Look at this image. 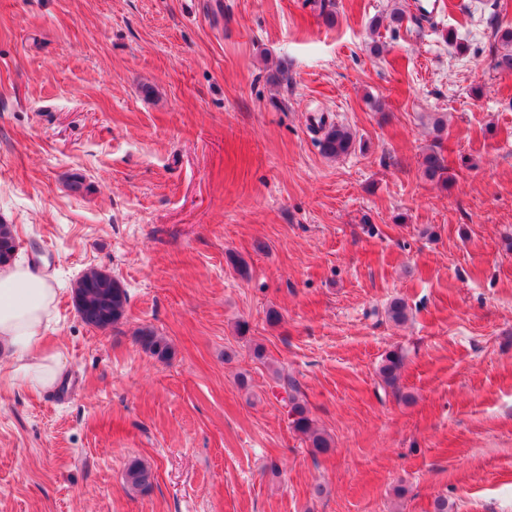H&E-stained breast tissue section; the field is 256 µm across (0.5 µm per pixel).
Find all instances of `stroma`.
<instances>
[{
	"label": "stroma",
	"mask_w": 512,
	"mask_h": 512,
	"mask_svg": "<svg viewBox=\"0 0 512 512\" xmlns=\"http://www.w3.org/2000/svg\"><path fill=\"white\" fill-rule=\"evenodd\" d=\"M332 2L0 0V224L66 360L0 381V512H512V0ZM321 114L358 149L325 157ZM91 269L128 292L105 329ZM421 167L422 174L427 180L443 186L448 185L450 181L448 166L441 152L432 149L430 152L426 153L423 156ZM128 296L122 283L111 275L90 270L75 289V303L82 318L97 328H106L124 315ZM141 347L152 356L164 361L170 356V346L162 336H157L152 330L144 329L138 337ZM288 387L290 388L288 392V405L290 406L288 414L291 417V428L304 437L312 455L327 453L332 447L330 437L315 426L306 405L298 397L299 391L296 385L288 383ZM152 479L151 470L142 463L135 461L126 471V488L133 492L147 490L152 485Z\"/></svg>",
	"instance_id": "1"
}]
</instances>
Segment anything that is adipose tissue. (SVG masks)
I'll list each match as a JSON object with an SVG mask.
<instances>
[{"mask_svg": "<svg viewBox=\"0 0 512 512\" xmlns=\"http://www.w3.org/2000/svg\"><path fill=\"white\" fill-rule=\"evenodd\" d=\"M55 296L49 277L26 261L0 265V367L37 393L53 389L66 369L62 354L42 345Z\"/></svg>", "mask_w": 512, "mask_h": 512, "instance_id": "adipose-tissue-1", "label": "adipose tissue"}]
</instances>
